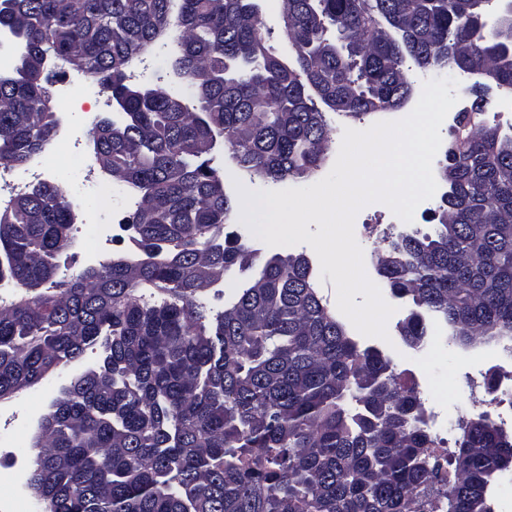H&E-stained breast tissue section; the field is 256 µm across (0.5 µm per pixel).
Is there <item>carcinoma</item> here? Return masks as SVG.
I'll return each instance as SVG.
<instances>
[{
	"label": "carcinoma",
	"mask_w": 512,
	"mask_h": 512,
	"mask_svg": "<svg viewBox=\"0 0 512 512\" xmlns=\"http://www.w3.org/2000/svg\"><path fill=\"white\" fill-rule=\"evenodd\" d=\"M491 0H284L299 69L265 45L252 0H0L20 52L0 68V164L56 134L49 58L71 59L111 92L123 119L91 130L102 170L142 192L128 227L140 253L56 282L72 243L66 180L38 182L0 209V400L99 345L41 421L29 485L43 512H411L438 477L415 385L360 348L319 296L302 254L265 259L223 232L235 205L197 149L225 137L238 166L273 183L308 176L330 149L324 113L401 105L411 65L477 72L512 91V7L496 34ZM172 37L180 86L137 89L126 69ZM459 113L440 167L435 236L391 240L377 270L411 304L398 322L420 347L429 319L463 346L512 342V134ZM260 268L210 314L215 272ZM168 295L159 306L137 290ZM447 512H492L512 467V432L478 412L462 423Z\"/></svg>",
	"instance_id": "carcinoma-1"
}]
</instances>
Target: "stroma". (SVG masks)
Returning <instances> with one entry per match:
<instances>
[{"mask_svg":"<svg viewBox=\"0 0 512 512\" xmlns=\"http://www.w3.org/2000/svg\"><path fill=\"white\" fill-rule=\"evenodd\" d=\"M50 80L48 88L57 91L61 84L73 78H81L88 91L80 101L79 109L60 112L58 138L68 136L77 138L82 153L90 157L89 168L74 178L68 185V198L73 206L74 226L73 242L70 248L58 259L57 280L67 281L74 275L91 267L92 261L86 238L89 224L98 223L108 227V238L96 247L101 261L117 256L134 253L135 247L131 233L125 228L127 217L132 214L140 199L139 194L126 192L112 194L110 198L99 195L100 186L110 184V177L95 161L94 146L90 130L96 121L107 114L115 113L116 107L110 93L90 76L80 75L70 66H51L48 69ZM128 82L134 86L151 87L160 85L170 87L174 76L167 65V57L156 50L145 54L143 61L133 62L127 69ZM211 166L224 175V185L230 196H237L239 188L250 190H270L274 184L260 177H249L238 169L232 159V150L226 141H219L209 155ZM420 231L434 233L436 227L432 213L428 208L416 209L412 222L399 219L389 207L366 206L357 214L354 222L355 237L364 253L365 271L370 280H377L374 258L384 249L389 238L403 232ZM395 312L387 321V339L358 336L360 346H373L388 357L396 372L407 376L426 372L434 390L429 400L424 401L428 425L431 433L452 439L458 437V420L469 416L477 398L468 387V363L484 353L485 348L476 345L469 348L454 349L451 356H444L440 342L445 339L446 329H439L435 338L429 339L420 350L407 347L397 331V324L404 319L408 306L402 300H395ZM58 383L55 375H47L33 390L20 396L0 401V418L10 420L17 435L16 445L12 448L0 447V468L15 463L31 468L32 456L29 448L37 433L40 419L47 413L52 400L56 397Z\"/></svg>","mask_w":512,"mask_h":512,"instance_id":"35a3bbf8","label":"stroma"}]
</instances>
